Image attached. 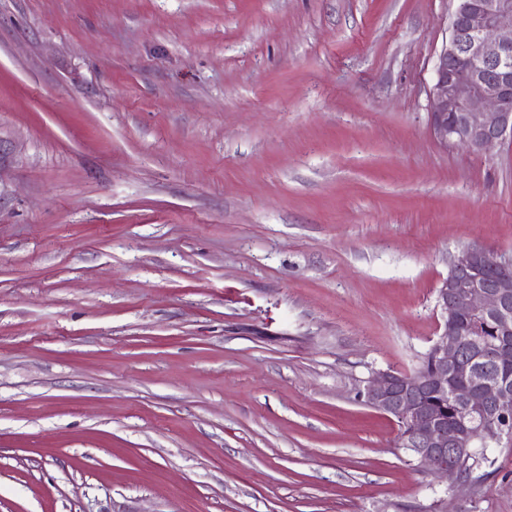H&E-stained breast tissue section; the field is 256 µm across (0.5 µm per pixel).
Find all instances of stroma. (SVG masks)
<instances>
[{
	"label": "stroma",
	"instance_id": "35a3bbf8",
	"mask_svg": "<svg viewBox=\"0 0 512 512\" xmlns=\"http://www.w3.org/2000/svg\"><path fill=\"white\" fill-rule=\"evenodd\" d=\"M457 0H0V512H512L359 392L512 257L430 131Z\"/></svg>",
	"mask_w": 512,
	"mask_h": 512
}]
</instances>
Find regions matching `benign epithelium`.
Returning a JSON list of instances; mask_svg holds the SVG:
<instances>
[{"mask_svg":"<svg viewBox=\"0 0 512 512\" xmlns=\"http://www.w3.org/2000/svg\"><path fill=\"white\" fill-rule=\"evenodd\" d=\"M429 97L430 127L443 146L482 152L512 137V0H463L449 17ZM444 329L428 349L431 368L410 382L376 373L364 402L406 427L403 447L442 478L457 457L490 440L512 438V386L484 375L464 357L463 325L490 316L497 335L512 336V258L480 245L463 248L436 288ZM431 387L464 409L450 425L421 402Z\"/></svg>","mask_w":512,"mask_h":512,"instance_id":"benign-epithelium-1","label":"benign epithelium"}]
</instances>
